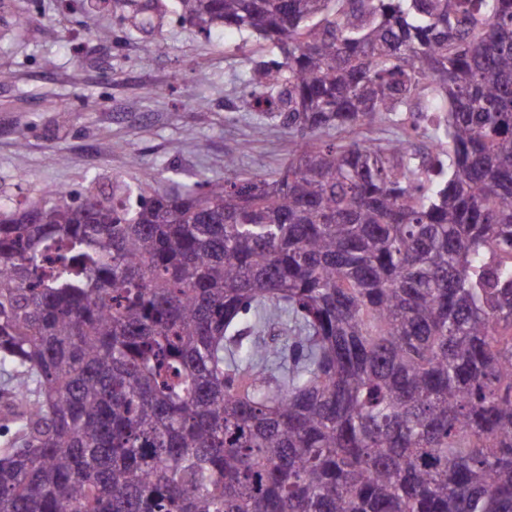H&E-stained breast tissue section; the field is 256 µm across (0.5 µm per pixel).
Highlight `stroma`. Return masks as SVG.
<instances>
[{"label":"stroma","instance_id":"obj_1","mask_svg":"<svg viewBox=\"0 0 512 512\" xmlns=\"http://www.w3.org/2000/svg\"><path fill=\"white\" fill-rule=\"evenodd\" d=\"M153 30L129 32L108 6L94 29L78 0H0V199L67 202L113 181H223L224 156L261 177L288 156L287 130L242 96L254 61L274 59L256 38L214 27L199 34L158 0Z\"/></svg>","mask_w":512,"mask_h":512}]
</instances>
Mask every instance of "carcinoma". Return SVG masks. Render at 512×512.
Here are the masks:
<instances>
[{
	"mask_svg": "<svg viewBox=\"0 0 512 512\" xmlns=\"http://www.w3.org/2000/svg\"><path fill=\"white\" fill-rule=\"evenodd\" d=\"M177 8L288 162L0 203V512H512V0Z\"/></svg>",
	"mask_w": 512,
	"mask_h": 512,
	"instance_id": "obj_1",
	"label": "carcinoma"
}]
</instances>
